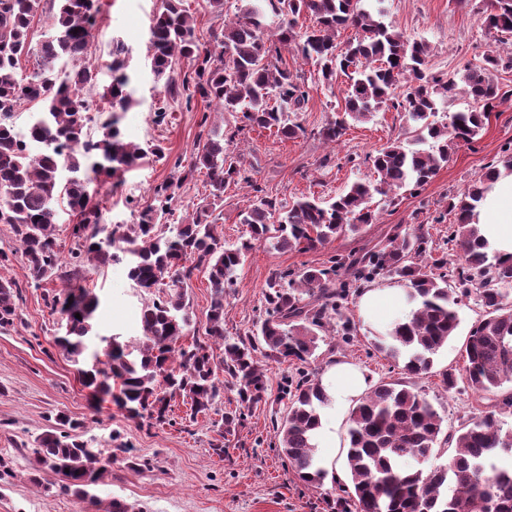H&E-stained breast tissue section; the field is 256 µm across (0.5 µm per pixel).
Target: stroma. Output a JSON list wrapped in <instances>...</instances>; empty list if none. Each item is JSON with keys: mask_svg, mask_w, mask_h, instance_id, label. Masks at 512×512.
Listing matches in <instances>:
<instances>
[{"mask_svg": "<svg viewBox=\"0 0 512 512\" xmlns=\"http://www.w3.org/2000/svg\"><path fill=\"white\" fill-rule=\"evenodd\" d=\"M97 5L93 59L106 64L116 39L132 50L130 88L136 103L119 115L122 132L126 140L143 144L157 139L165 148L163 158L147 160L119 181L101 183L96 196L101 219L106 224L136 223L152 202L155 186L176 172L186 176L174 203L176 218H183L209 204L207 178L192 169L199 141L216 126L232 125L233 119L220 117L214 104L196 96L190 103L173 104L164 123L155 125L154 111L165 89L150 69L148 27L162 0H97ZM380 7L387 26L430 45L427 68L438 76L461 79L467 70L482 66L485 56L512 42V36L484 27L487 0H382ZM282 58L291 71L312 81L306 109L296 117L307 134L284 140L257 129L244 135L235 152L252 166L259 186L269 197L290 204L305 196H333L353 182L374 179L368 157L403 135V112L392 109L350 123L338 142H326L319 131L327 117L342 112L346 76L337 75L330 91L317 82L314 62L287 50ZM492 77L509 96L498 102L477 139L460 144L427 184L400 190L395 202L375 196L376 223L359 225L357 231L307 251L255 247L227 291L225 336L244 338L255 330L264 316L263 292L274 270L323 268L332 255L370 249L397 225L423 227L433 247H442L448 226L439 216L449 198L462 193L486 167L500 166L512 146V69H499ZM253 202V191L230 185L224 189L223 202L210 205L211 218L223 229L226 242L245 234L240 214ZM127 273L126 261L117 260L102 271L88 273L84 285L100 299L94 318L98 335L117 336L132 345L142 334L144 297L132 288ZM9 275L23 285L22 321L0 330V457L11 470L0 480V512H102L115 499L135 512H340L343 493L338 484L330 478L320 486L300 481L281 452L276 423L288 405L281 391L286 380L296 378L295 365L264 361L267 394L228 435L223 432L222 414L236 407V393L229 385L222 404L206 416H192L189 403L176 400L173 422L164 426L126 419L109 401L96 411L89 405L90 392L80 383L76 365L54 346L58 317L46 308L43 288L27 286L22 258L14 259ZM359 300V294H351L342 310L356 326L354 335L345 338L330 331L321 336L317 357L306 364V371L320 377L341 361L358 367L371 386L402 378V362L375 349L374 330L361 316ZM457 310L460 323L454 337L435 356L434 373L418 381L451 431L483 409L482 398L466 383L448 391L438 376L447 368H463V344L482 315L471 297L463 299ZM59 412L83 421L82 439L105 456L112 452L110 434L120 431L133 453L148 461V468L135 471L115 461L102 482L92 487L91 499L63 493L59 475L35 471L28 447L46 430L50 416Z\"/></svg>", "mask_w": 512, "mask_h": 512, "instance_id": "35a3bbf8", "label": "stroma"}]
</instances>
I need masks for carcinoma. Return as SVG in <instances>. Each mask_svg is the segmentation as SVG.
<instances>
[{
  "label": "carcinoma",
  "instance_id": "carcinoma-1",
  "mask_svg": "<svg viewBox=\"0 0 512 512\" xmlns=\"http://www.w3.org/2000/svg\"><path fill=\"white\" fill-rule=\"evenodd\" d=\"M49 1L57 4L52 33L35 47L31 25ZM269 12L282 19L274 30L266 23ZM302 15L311 16L315 25L298 30ZM381 16L366 9L364 0H262L239 9L206 44L199 42L184 0H163L150 26L151 71L165 80L167 93L156 118H165L180 97L188 104L196 94L236 116L233 129L211 131L198 148L193 170H205L215 202L223 200L231 182L258 194L241 213L247 237L226 245L205 208L169 223L181 177L155 187L153 205L136 223L113 224L102 232L91 185L134 169L150 155H164L158 143L144 148L125 141L119 127L118 113L134 103L127 73L131 50L113 41L112 81L101 94L112 116L94 135L84 100L99 87L100 70L89 62L94 0H0V224L9 225L16 237L31 284H62V290L44 293L43 301L60 315L54 345L76 364L85 359L94 336L99 305L98 297L78 282L88 265L98 270L121 254L128 258L130 280L148 295L141 309L143 336L134 350L112 338L105 359L78 369V375L94 398H111L126 417L150 427L171 423V402L177 396L190 400L193 415H208L224 397L222 372L237 393L238 409L224 413V429L232 432L244 410L265 397L267 377L260 358L296 364L315 359L319 333L336 319L350 289L381 273L397 279L416 309L408 322L376 337L374 345L391 359L405 357L406 380H382L353 406L346 448L352 490L343 503L355 512H484L489 500L495 512H512V467L501 465L512 457V430L500 425L501 416L512 411V392L503 390L512 383V305L506 291L512 286V258L489 255L477 225L468 223L496 169H487L464 193L449 199L447 209L455 212L456 223L449 227L448 242L457 260L448 259L445 251L433 257L422 227L404 233L397 226L385 242L360 256L337 255L321 269L275 272L264 293L265 318L257 332L246 339L224 336V295L254 246L309 250L374 223V196L387 197L434 178L456 146L479 135L494 102L503 98L491 72L512 68V53L505 59L489 55L483 68L463 75L468 95L482 109L437 120L440 105L457 90L456 80L429 73V44L389 28ZM486 26L512 34V0H490ZM347 28L354 35L341 47L336 36ZM285 47L315 62L324 84L332 85L338 73L348 78L343 116L327 120L319 132L324 140L340 139L348 117L363 121L401 108L408 133L418 142L432 141L434 149L408 150L396 139L369 156L376 180L355 182L327 201L306 197L286 205L261 195L252 171L231 147L237 136L254 128L274 129L285 139L306 135L290 115L303 111L309 91L305 79L283 63ZM29 55L37 58V68L24 76L20 62ZM180 61L194 69V84L176 83L173 73ZM407 76L412 85L400 102L394 90ZM25 103L36 106V112L20 133L12 118ZM62 200L76 218L67 225L71 247L66 260L58 224ZM13 257L15 252L0 249L1 330L21 320V288L5 275ZM197 272L210 285L209 344L181 342L191 326L186 288ZM471 295L483 315L466 338L461 377L488 401V410L448 432L416 378L430 372L434 356L454 336L458 301ZM216 347L222 351L219 357ZM282 394L290 400L279 428L282 454L302 481L320 485L326 471L316 458L313 431L327 395L319 381L305 374L283 387ZM55 421L62 431L42 432L32 454L39 466L61 476L63 491L91 499L90 487L103 480L106 465L100 452L76 434L80 422L62 412ZM120 437L112 432L113 452L123 454L131 469L147 467ZM445 445L454 449L445 464L426 471L397 466L405 457L423 463Z\"/></svg>",
  "mask_w": 512,
  "mask_h": 512
}]
</instances>
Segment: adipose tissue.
I'll return each instance as SVG.
<instances>
[{
	"mask_svg": "<svg viewBox=\"0 0 512 512\" xmlns=\"http://www.w3.org/2000/svg\"><path fill=\"white\" fill-rule=\"evenodd\" d=\"M471 221L478 224L489 251L504 258L512 256L511 170L501 171L490 183L480 206L472 213ZM360 311L369 323L385 327L396 320H407L412 306L408 303L402 287H370L361 296ZM322 384L339 411L367 389V380L363 373L347 363L331 366Z\"/></svg>",
	"mask_w": 512,
	"mask_h": 512,
	"instance_id": "adipose-tissue-1",
	"label": "adipose tissue"
}]
</instances>
